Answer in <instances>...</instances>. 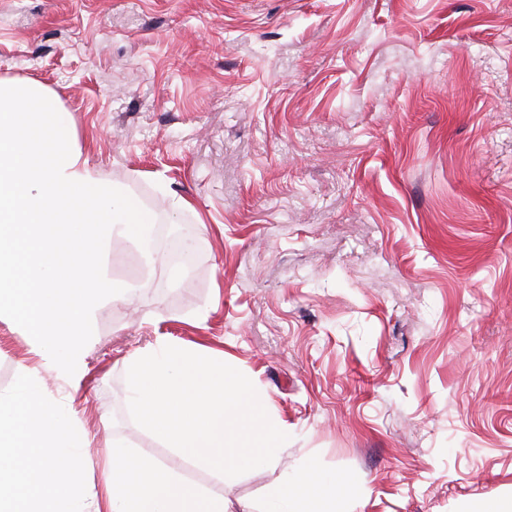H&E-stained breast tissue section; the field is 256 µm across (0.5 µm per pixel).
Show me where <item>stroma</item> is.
I'll use <instances>...</instances> for the list:
<instances>
[{
	"mask_svg": "<svg viewBox=\"0 0 512 512\" xmlns=\"http://www.w3.org/2000/svg\"><path fill=\"white\" fill-rule=\"evenodd\" d=\"M0 79L72 118L101 179L199 247L192 275L105 245L135 288L60 379L0 318L20 369L90 443L266 512L307 461L336 512H475L512 496V0H0ZM185 206L172 210V199ZM197 346L262 387L289 439L224 478L134 422L126 363Z\"/></svg>",
	"mask_w": 512,
	"mask_h": 512,
	"instance_id": "35a3bbf8",
	"label": "stroma"
}]
</instances>
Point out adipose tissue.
<instances>
[{
    "instance_id": "adipose-tissue-1",
    "label": "adipose tissue",
    "mask_w": 512,
    "mask_h": 512,
    "mask_svg": "<svg viewBox=\"0 0 512 512\" xmlns=\"http://www.w3.org/2000/svg\"><path fill=\"white\" fill-rule=\"evenodd\" d=\"M20 380L33 412L20 417L10 400L0 398V436L18 432L40 439L37 450L17 444L0 451V473L12 470L15 460L34 457L26 479L31 487L24 512H83L81 505L87 463L82 438L74 436L70 421L44 400L28 375ZM102 473L106 498L94 512H225L223 499L210 496L184 481L166 466L109 444ZM354 486L350 475L322 477L314 462H307L292 482L272 487L268 497L285 504L287 512H336L337 499Z\"/></svg>"
}]
</instances>
